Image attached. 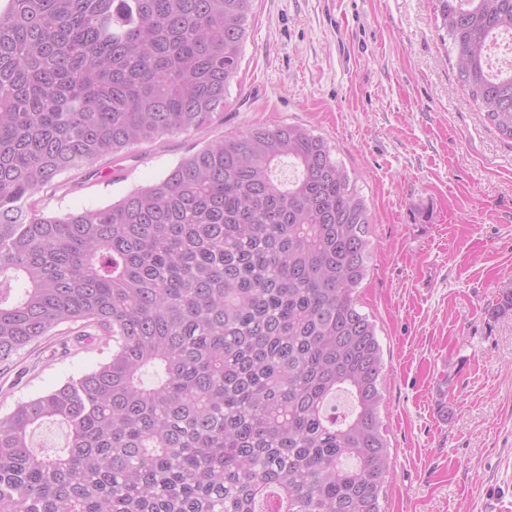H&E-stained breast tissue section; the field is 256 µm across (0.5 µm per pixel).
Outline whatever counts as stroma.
<instances>
[{
	"label": "stroma",
	"mask_w": 512,
	"mask_h": 512,
	"mask_svg": "<svg viewBox=\"0 0 512 512\" xmlns=\"http://www.w3.org/2000/svg\"><path fill=\"white\" fill-rule=\"evenodd\" d=\"M435 0H254L220 120L62 175L43 206L81 212L153 184L192 145L255 124L328 140L372 213L357 292L376 322L390 443L383 512H512V140L455 85ZM63 324L0 366V415L104 363Z\"/></svg>",
	"instance_id": "stroma-1"
}]
</instances>
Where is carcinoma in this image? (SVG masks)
Wrapping results in <instances>:
<instances>
[{
  "label": "carcinoma",
  "instance_id": "obj_1",
  "mask_svg": "<svg viewBox=\"0 0 512 512\" xmlns=\"http://www.w3.org/2000/svg\"><path fill=\"white\" fill-rule=\"evenodd\" d=\"M253 2L0 0V364L63 323L115 343L0 416V512H382L372 216L325 138L254 125L108 205L43 207L59 176L223 112ZM436 11L512 139V71L487 64L512 0Z\"/></svg>",
  "mask_w": 512,
  "mask_h": 512
}]
</instances>
